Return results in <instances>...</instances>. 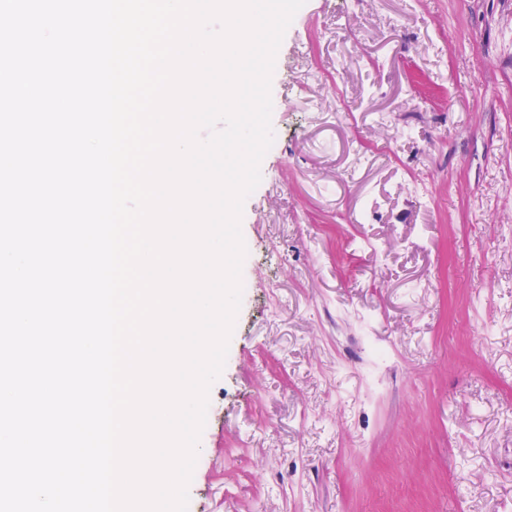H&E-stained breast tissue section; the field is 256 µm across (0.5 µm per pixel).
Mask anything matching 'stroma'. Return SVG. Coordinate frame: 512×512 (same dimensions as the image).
Listing matches in <instances>:
<instances>
[{
	"label": "stroma",
	"instance_id": "35a3bbf8",
	"mask_svg": "<svg viewBox=\"0 0 512 512\" xmlns=\"http://www.w3.org/2000/svg\"><path fill=\"white\" fill-rule=\"evenodd\" d=\"M509 43L512 0L296 13L191 512H512Z\"/></svg>",
	"mask_w": 512,
	"mask_h": 512
}]
</instances>
